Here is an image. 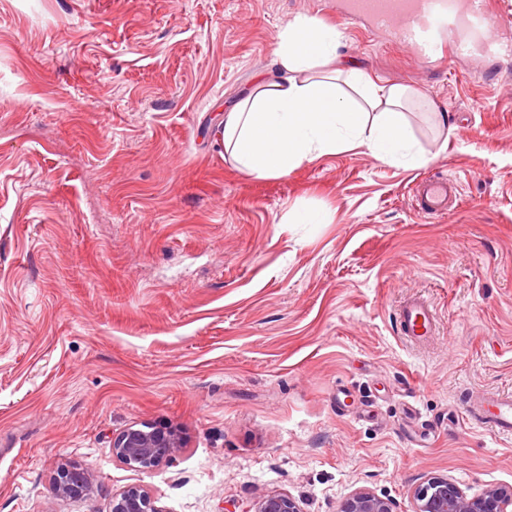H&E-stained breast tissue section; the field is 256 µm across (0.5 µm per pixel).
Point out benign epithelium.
Masks as SVG:
<instances>
[{"mask_svg":"<svg viewBox=\"0 0 512 512\" xmlns=\"http://www.w3.org/2000/svg\"><path fill=\"white\" fill-rule=\"evenodd\" d=\"M184 447L183 440L171 428L133 425L112 438V456L122 465L150 471L172 460ZM51 493L59 498H81L93 489L91 474L77 466H61L52 477ZM109 512H165L155 497L142 485H132L112 497ZM252 512H302L295 498L286 493L260 496ZM340 512H399L390 498L365 490L346 499ZM412 512H512V487L495 488L470 496L448 479H434L414 494Z\"/></svg>","mask_w":512,"mask_h":512,"instance_id":"obj_1","label":"benign epithelium"}]
</instances>
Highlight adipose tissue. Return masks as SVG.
<instances>
[{"label":"adipose tissue","instance_id":"obj_1","mask_svg":"<svg viewBox=\"0 0 512 512\" xmlns=\"http://www.w3.org/2000/svg\"><path fill=\"white\" fill-rule=\"evenodd\" d=\"M343 33L296 16L277 34L270 69L224 113L218 136L226 158L255 178L288 175L303 163L353 147L405 167L425 163L410 115L423 112L438 127L448 117L410 85H380L341 58Z\"/></svg>","mask_w":512,"mask_h":512}]
</instances>
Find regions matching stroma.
<instances>
[{"label": "stroma", "mask_w": 512, "mask_h": 512, "mask_svg": "<svg viewBox=\"0 0 512 512\" xmlns=\"http://www.w3.org/2000/svg\"><path fill=\"white\" fill-rule=\"evenodd\" d=\"M325 0H0V512H109L131 485L165 512H248L286 493L340 512L363 488L412 512L447 478L512 486V437L465 396L512 392V61L442 65L353 22L340 54L409 84L427 161L354 148L256 179L224 158V110L269 69L288 19ZM457 179L450 213L415 186ZM325 213L296 224L294 213ZM439 316L424 349L395 313ZM175 427L151 471L112 456ZM92 492L57 498V465ZM460 195V185L457 180L433 176L423 180L416 188L418 213L423 216H437L448 212V200ZM140 426H130L112 439L113 458L128 468L150 471L172 460L184 447L172 428Z\"/></svg>", "instance_id": "obj_1"}]
</instances>
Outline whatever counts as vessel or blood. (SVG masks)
Here are the masks:
<instances>
[{
	"instance_id": "b4317fda",
	"label": "vessel or blood",
	"mask_w": 512,
	"mask_h": 512,
	"mask_svg": "<svg viewBox=\"0 0 512 512\" xmlns=\"http://www.w3.org/2000/svg\"><path fill=\"white\" fill-rule=\"evenodd\" d=\"M336 14L392 37L426 63L443 55L465 56L478 44L494 51L498 43L493 33L503 24L501 17L487 10L485 0H337ZM459 194L457 180L427 178L416 189L417 210L429 217L445 214L449 199ZM397 320L402 334L415 345L437 332L433 308L420 297L408 300ZM464 415L478 426L512 436V393L468 400Z\"/></svg>"
}]
</instances>
